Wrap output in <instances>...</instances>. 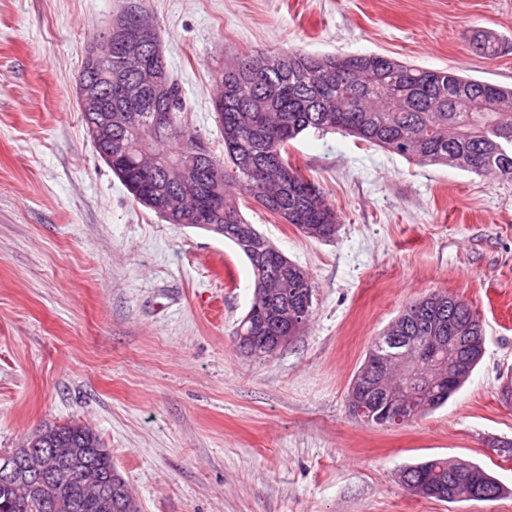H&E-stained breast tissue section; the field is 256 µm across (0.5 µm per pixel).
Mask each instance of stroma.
<instances>
[{"mask_svg": "<svg viewBox=\"0 0 512 512\" xmlns=\"http://www.w3.org/2000/svg\"><path fill=\"white\" fill-rule=\"evenodd\" d=\"M188 123L223 154L214 76L257 51L384 54L512 85V0H145ZM124 0H0V450L47 422L92 426L140 512H512V181L420 166L343 132L288 153L339 217L305 238L256 205L244 218L308 273L310 321L270 358L235 328L254 277L222 236L133 202L97 154L76 86L91 34ZM444 291L478 314L485 352L443 407L398 427L348 410L371 342ZM463 460L507 492L410 494L404 465Z\"/></svg>", "mask_w": 512, "mask_h": 512, "instance_id": "obj_1", "label": "stroma"}]
</instances>
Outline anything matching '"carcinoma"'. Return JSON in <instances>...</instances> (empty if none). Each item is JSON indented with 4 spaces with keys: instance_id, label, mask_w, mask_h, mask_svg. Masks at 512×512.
Wrapping results in <instances>:
<instances>
[{
    "instance_id": "cac0c4a2",
    "label": "carcinoma",
    "mask_w": 512,
    "mask_h": 512,
    "mask_svg": "<svg viewBox=\"0 0 512 512\" xmlns=\"http://www.w3.org/2000/svg\"><path fill=\"white\" fill-rule=\"evenodd\" d=\"M476 52L496 57L502 42L494 35H478ZM133 81L122 70V40L112 39V73ZM173 89L172 105L158 106L148 91L131 103L112 100V173L134 200L158 217L185 227L224 236L248 259L255 277L249 311L235 336H251L263 315L273 321L269 332L284 329L300 335L312 313L313 285L308 274L288 260L242 215L238 196L294 226L301 234L330 241L338 232V215L323 191L307 180L288 158V145L307 130L346 131L417 163L454 166L480 176L493 174L512 181V87L466 77L453 70H429L380 54L310 55L298 49L257 52L224 64L218 77L224 101L218 123L224 156L210 149L205 139L189 130L188 109L179 83L168 66L159 71ZM155 112L169 113L168 130L153 136L148 122ZM162 194L173 209L155 208L152 198ZM221 207L210 210L200 225L193 205L206 208L214 197ZM460 337L456 353L475 368L483 354V327L463 299L445 292L431 293L405 307L377 337L358 371L375 364L390 375L404 365L414 371L420 355L390 341L392 336H425L433 328ZM468 375L409 396L412 417L443 405ZM381 426L387 407L379 401L359 415ZM37 434L65 443L92 456L102 473L112 475L121 493L101 507L90 500L83 512H139V504L125 480L112 468L110 453L95 449L101 440L91 427L79 422L45 424ZM398 483L412 492L436 498L435 491L454 493L463 500H495L503 487L481 467L434 458L406 466ZM77 485L67 473L41 487L26 491L0 487V512H45L48 501L68 502Z\"/></svg>"
}]
</instances>
